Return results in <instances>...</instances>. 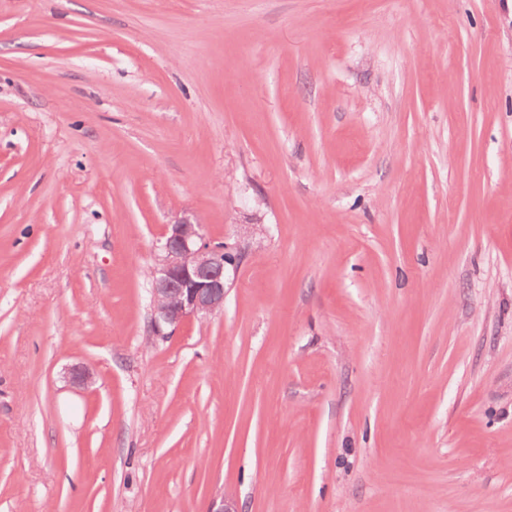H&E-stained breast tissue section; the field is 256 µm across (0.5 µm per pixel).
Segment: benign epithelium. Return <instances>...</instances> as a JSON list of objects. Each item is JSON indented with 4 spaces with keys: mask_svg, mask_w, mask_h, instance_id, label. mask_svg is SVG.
<instances>
[{
    "mask_svg": "<svg viewBox=\"0 0 512 512\" xmlns=\"http://www.w3.org/2000/svg\"><path fill=\"white\" fill-rule=\"evenodd\" d=\"M160 250L161 263L151 288L155 334L223 311L230 281L228 261L207 238L202 224L187 218L167 224Z\"/></svg>",
    "mask_w": 512,
    "mask_h": 512,
    "instance_id": "7a95c632",
    "label": "benign epithelium"
}]
</instances>
